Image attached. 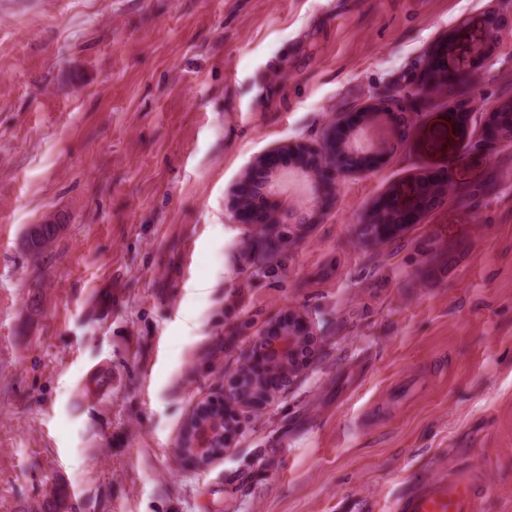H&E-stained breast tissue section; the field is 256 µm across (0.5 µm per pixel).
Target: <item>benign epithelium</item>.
Here are the masks:
<instances>
[{
  "instance_id": "1",
  "label": "benign epithelium",
  "mask_w": 512,
  "mask_h": 512,
  "mask_svg": "<svg viewBox=\"0 0 512 512\" xmlns=\"http://www.w3.org/2000/svg\"><path fill=\"white\" fill-rule=\"evenodd\" d=\"M443 84L424 78L413 89L412 96L426 100L441 91ZM404 108L398 99L381 96L378 102L361 113V122L347 138L339 136L342 123L333 121L323 133L319 147L286 145L282 150L301 160L312 178L320 185L324 194L336 198L338 181L356 168L358 158L368 152L384 149L381 144L371 148L357 146L363 130L373 127L380 120ZM476 147L512 146V100L505 99L490 113L483 126L481 139ZM281 175L274 174L268 186H262L246 176L241 180L237 195V209L247 217L253 231V241L273 251L281 252L294 245L285 228L290 225L313 223L314 204L307 199L285 202L276 197L272 188L279 183ZM262 194L270 205L259 217L249 214L250 201ZM447 196V188L438 183H418L402 192H396L387 202L380 204L360 224L363 240L374 246H382L396 237L417 214L440 203ZM317 338L308 320L297 313L270 321L265 330L253 337L243 353L235 376L224 386V406L259 409L272 404L291 386L303 368L312 361ZM196 429L190 430V448L180 445L178 458L198 469L207 467L212 461L224 456L232 447L241 429L234 418L224 419V429L215 435L208 422L193 421ZM221 441L223 450L212 451L215 441Z\"/></svg>"
}]
</instances>
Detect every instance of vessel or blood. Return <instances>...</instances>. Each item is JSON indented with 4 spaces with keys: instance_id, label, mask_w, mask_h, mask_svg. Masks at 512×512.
Listing matches in <instances>:
<instances>
[{
    "instance_id": "1",
    "label": "vessel or blood",
    "mask_w": 512,
    "mask_h": 512,
    "mask_svg": "<svg viewBox=\"0 0 512 512\" xmlns=\"http://www.w3.org/2000/svg\"><path fill=\"white\" fill-rule=\"evenodd\" d=\"M486 484L476 474L456 471L439 481L422 483L398 498L391 512H477Z\"/></svg>"
}]
</instances>
